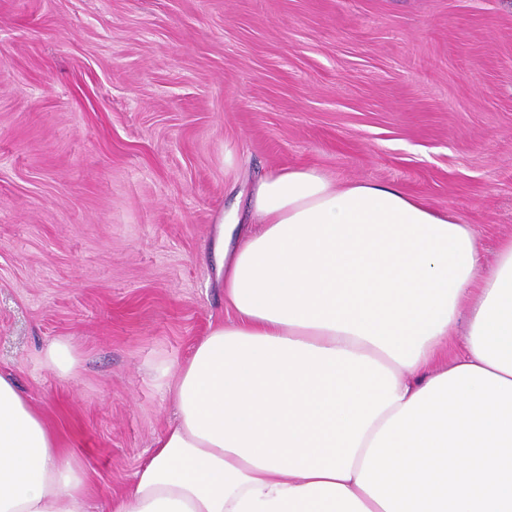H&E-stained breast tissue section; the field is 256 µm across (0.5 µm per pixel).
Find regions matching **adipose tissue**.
Wrapping results in <instances>:
<instances>
[{
	"label": "adipose tissue",
	"instance_id": "obj_1",
	"mask_svg": "<svg viewBox=\"0 0 512 512\" xmlns=\"http://www.w3.org/2000/svg\"><path fill=\"white\" fill-rule=\"evenodd\" d=\"M219 227L227 320L108 512H512V238L312 168ZM465 324L460 352L451 336ZM90 476L0 372V512H87Z\"/></svg>",
	"mask_w": 512,
	"mask_h": 512
}]
</instances>
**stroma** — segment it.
I'll use <instances>...</instances> for the list:
<instances>
[{
    "mask_svg": "<svg viewBox=\"0 0 512 512\" xmlns=\"http://www.w3.org/2000/svg\"><path fill=\"white\" fill-rule=\"evenodd\" d=\"M394 183L512 236V0H0V370L104 512L224 318L254 181ZM78 359L43 362L54 342ZM44 364L59 374H69L76 366L68 344L57 342L47 348L44 354Z\"/></svg>",
    "mask_w": 512,
    "mask_h": 512,
    "instance_id": "obj_1",
    "label": "stroma"
}]
</instances>
